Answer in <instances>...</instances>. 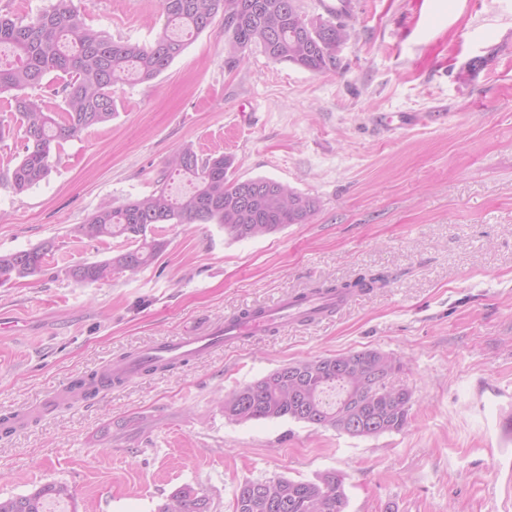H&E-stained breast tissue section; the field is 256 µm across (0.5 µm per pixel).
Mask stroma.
Returning <instances> with one entry per match:
<instances>
[{"mask_svg":"<svg viewBox=\"0 0 512 512\" xmlns=\"http://www.w3.org/2000/svg\"><path fill=\"white\" fill-rule=\"evenodd\" d=\"M80 5L116 40L149 44L166 24L159 0ZM346 22L336 70L316 74L257 46L228 61L216 18L155 80L115 85L116 116L63 141L46 180L21 195L0 182V254L54 244L39 274L0 284V416L29 415L0 434L1 496L64 481L79 512H155L191 484L232 512L244 480L335 471L347 512H512V440L498 427L512 412V0H351ZM187 144L320 208L242 241L162 224L168 246L136 276L69 277L127 246L75 227L102 202L152 193ZM365 273L385 285L319 323L42 405L154 344ZM359 350L400 359L402 431L225 419L224 393Z\"/></svg>","mask_w":512,"mask_h":512,"instance_id":"stroma-1","label":"stroma"}]
</instances>
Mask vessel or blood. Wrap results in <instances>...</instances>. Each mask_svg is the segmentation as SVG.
I'll return each mask as SVG.
<instances>
[{
    "label": "vessel or blood",
    "instance_id": "1",
    "mask_svg": "<svg viewBox=\"0 0 512 512\" xmlns=\"http://www.w3.org/2000/svg\"><path fill=\"white\" fill-rule=\"evenodd\" d=\"M336 303L337 299L332 295H310L300 304L295 299L286 298L270 308L257 307L251 309L249 315L237 316L204 333L183 336L153 346L120 364L118 371L128 376L148 371L157 365L198 357L215 348L236 344L243 336L262 334L281 325L283 319L288 317L296 318L303 314L308 321L314 322L321 319L324 311Z\"/></svg>",
    "mask_w": 512,
    "mask_h": 512
}]
</instances>
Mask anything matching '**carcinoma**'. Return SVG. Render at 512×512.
<instances>
[{
    "mask_svg": "<svg viewBox=\"0 0 512 512\" xmlns=\"http://www.w3.org/2000/svg\"><path fill=\"white\" fill-rule=\"evenodd\" d=\"M167 25L186 34L208 29L224 18V51L234 59L259 46L276 62L291 63L311 72L336 69V22L313 20L306 25L297 0H160ZM13 59L0 61V95L10 96L11 118L0 120V136L11 126L21 131L23 155L6 176L22 194L51 173L60 141L104 124L116 114L112 87L129 75L151 81L165 72L185 49L182 37L164 33L142 45L115 41L86 24L73 0H55L28 21L0 14V47ZM66 76L61 93L63 120L45 101L26 90L42 84L52 73ZM233 161L224 154L200 155L186 145L166 163L168 176L186 179L192 190L175 196L166 178L150 195L120 205L101 204L74 232L83 238L123 237L129 247L103 261L83 262L68 270L80 283L105 281L116 273L136 274L166 249L157 237V224H217L231 240L275 233L290 224H305L318 211L319 200L269 178L240 180ZM53 243L0 255V284L37 274ZM385 282L382 274L361 275L351 282L329 284L319 294L348 297ZM352 366L336 370V357L291 362L240 386L220 399L224 417L232 422L292 419L348 434L340 418L361 426L356 438L400 432L409 423L411 392L390 384L400 361L376 350L346 353ZM122 383L109 371L93 372L71 381L77 397L95 396L103 387ZM337 392L335 400L329 392ZM61 504L78 512L74 488L51 481L26 493L0 496V512H52ZM348 497L343 478L325 472L313 480L279 477L247 479L234 495L232 512H346ZM203 489L184 484L157 505L156 512H212Z\"/></svg>",
    "mask_w": 512,
    "mask_h": 512,
    "instance_id": "carcinoma-1",
    "label": "carcinoma"
}]
</instances>
